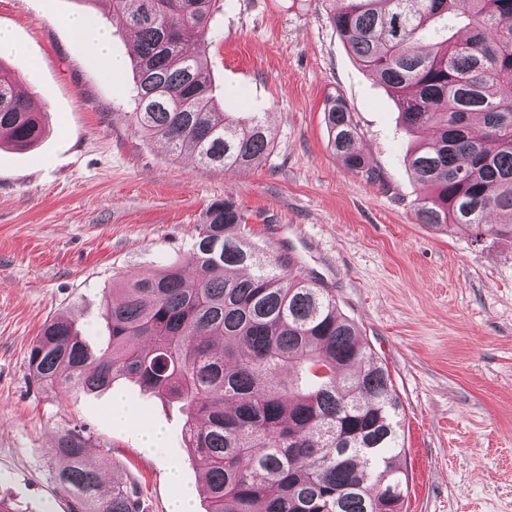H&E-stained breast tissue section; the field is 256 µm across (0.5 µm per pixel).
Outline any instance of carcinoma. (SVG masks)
Returning a JSON list of instances; mask_svg holds the SVG:
<instances>
[{
	"label": "carcinoma",
	"instance_id": "1",
	"mask_svg": "<svg viewBox=\"0 0 512 512\" xmlns=\"http://www.w3.org/2000/svg\"><path fill=\"white\" fill-rule=\"evenodd\" d=\"M136 37L137 129L178 158L226 171L273 149L258 118L216 111L204 63L217 0H97ZM330 24L361 70L391 94L408 130L435 138L408 156L423 224L512 237V0H330ZM194 46L190 51L187 46ZM331 147L366 170L341 97L326 109ZM39 114L0 61V141L23 150ZM243 212L212 203L188 265L122 282L105 300L110 343L96 353L73 322H47L28 357L33 381L96 392L124 377L182 403L208 512H402L399 401L388 367L293 259L259 256ZM57 479L72 512H142L137 489L107 483L86 442L63 435Z\"/></svg>",
	"mask_w": 512,
	"mask_h": 512
}]
</instances>
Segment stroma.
<instances>
[{
    "instance_id": "obj_1",
    "label": "stroma",
    "mask_w": 512,
    "mask_h": 512,
    "mask_svg": "<svg viewBox=\"0 0 512 512\" xmlns=\"http://www.w3.org/2000/svg\"><path fill=\"white\" fill-rule=\"evenodd\" d=\"M99 19L123 61L104 77L65 20ZM205 62L221 111L260 113L274 140L234 172L170 156L135 127L134 46L92 0H0L1 57L35 98L46 132L0 147V501L10 512H71L54 449L79 433L109 480L136 486L144 512L191 494L206 512L181 406L136 382L38 388L28 355L43 325L72 319L106 347L105 297L120 279L185 262L207 208L231 199L264 256L293 258L331 288L388 367L399 399L404 512H512V238L475 240L419 222L413 142L387 91L365 74L320 0H221ZM342 96L366 171L331 149L324 107ZM128 416L113 422V396ZM158 427L162 447L141 435Z\"/></svg>"
}]
</instances>
